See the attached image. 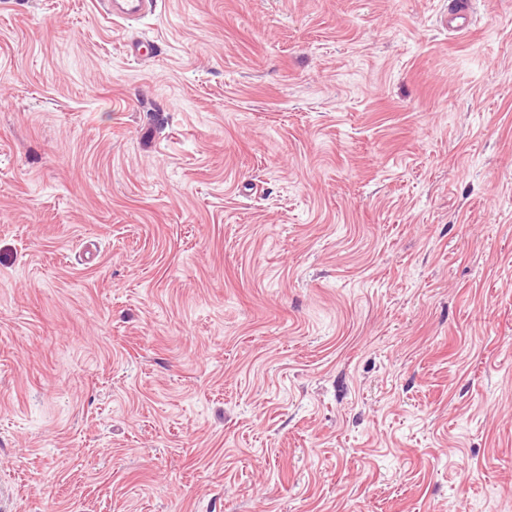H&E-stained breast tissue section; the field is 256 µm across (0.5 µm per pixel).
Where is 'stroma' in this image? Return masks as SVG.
Instances as JSON below:
<instances>
[{
    "instance_id": "stroma-1",
    "label": "stroma",
    "mask_w": 512,
    "mask_h": 512,
    "mask_svg": "<svg viewBox=\"0 0 512 512\" xmlns=\"http://www.w3.org/2000/svg\"><path fill=\"white\" fill-rule=\"evenodd\" d=\"M447 12L0 0V512H512V0ZM155 0H99L102 12L113 21H129L143 17L156 7ZM448 7V31L461 32L469 29L471 24L474 0H453Z\"/></svg>"
}]
</instances>
